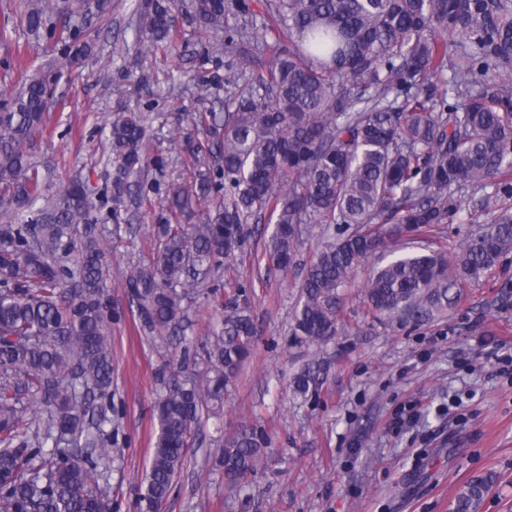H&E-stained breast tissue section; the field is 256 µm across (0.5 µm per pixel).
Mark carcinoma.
<instances>
[{"label":"carcinoma","instance_id":"carcinoma-1","mask_svg":"<svg viewBox=\"0 0 512 512\" xmlns=\"http://www.w3.org/2000/svg\"><path fill=\"white\" fill-rule=\"evenodd\" d=\"M90 3L37 0L34 33L61 45L0 110V512H107L112 440V241L79 184L48 196L31 163L34 138L65 70L94 56L85 37ZM262 29L248 0H199L195 11L218 48L278 35L268 76L210 113L207 171L168 185L157 250L129 267L125 288L151 333L180 321L185 295L241 246L245 224L268 215L267 256L293 266L303 224L345 226L303 269L288 346L322 345L343 329L338 290L404 225L456 224L464 189L479 199L472 223L495 214L453 257L407 253L378 268L365 289L373 316L424 322L457 305L512 250V0H271ZM179 0H143L149 40L169 38ZM245 19L230 26L228 12ZM76 16L61 29L52 15ZM455 47L454 54L448 47ZM112 204L143 200L146 135L136 113L112 122ZM224 180L216 216L173 224ZM221 327L203 347L209 368L168 386L155 405L158 431L145 494L158 512L181 471L208 405L251 355L257 327L248 299L221 303ZM321 363L291 379L307 398L322 388ZM265 439L241 430L219 449L230 488L262 464ZM492 477L470 481L452 512H477Z\"/></svg>","mask_w":512,"mask_h":512}]
</instances>
